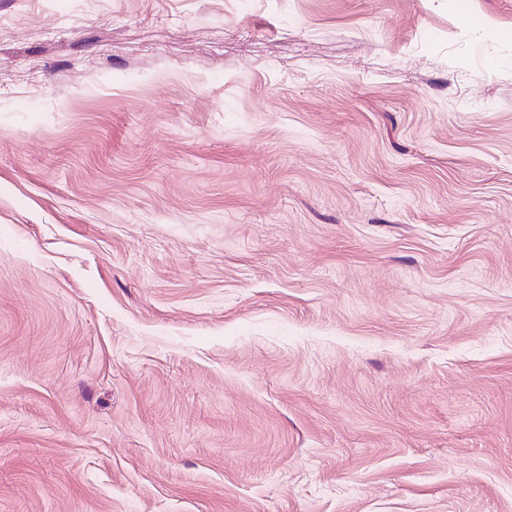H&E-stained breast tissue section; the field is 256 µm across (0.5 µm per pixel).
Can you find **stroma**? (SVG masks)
I'll return each mask as SVG.
<instances>
[{
	"instance_id": "stroma-1",
	"label": "stroma",
	"mask_w": 512,
	"mask_h": 512,
	"mask_svg": "<svg viewBox=\"0 0 512 512\" xmlns=\"http://www.w3.org/2000/svg\"><path fill=\"white\" fill-rule=\"evenodd\" d=\"M0 512H512V0H0Z\"/></svg>"
}]
</instances>
